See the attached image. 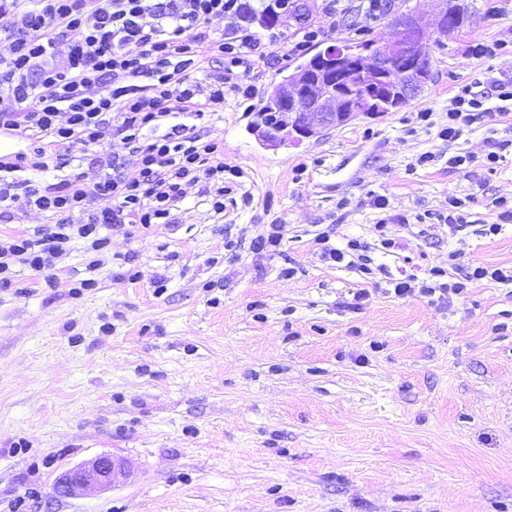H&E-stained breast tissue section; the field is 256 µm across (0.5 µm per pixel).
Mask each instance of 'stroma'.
I'll use <instances>...</instances> for the list:
<instances>
[{"mask_svg":"<svg viewBox=\"0 0 512 512\" xmlns=\"http://www.w3.org/2000/svg\"><path fill=\"white\" fill-rule=\"evenodd\" d=\"M477 5L470 31L431 45L434 80L410 106L276 149L255 134V110L301 59L292 27L266 31L255 97L201 122L241 172L223 213L191 187L176 223L112 235L96 288L69 290L85 276L77 248L58 287L25 270L20 291H0V512L20 498L27 512H512V284L469 280L448 304L385 291L453 251L461 276L512 266V221L479 232L497 220L490 199L512 196V115L454 143L438 134L455 86L512 78V0ZM438 7L388 0L370 35L390 39L409 11L434 22ZM492 40L509 47L473 54ZM495 143L491 173L479 159ZM461 150L473 163L449 167ZM452 190L474 198L458 239L440 219ZM389 216L410 224L407 253L376 245L371 228ZM273 224L281 245L255 262L250 244ZM322 231L335 247L367 243L381 273L323 261ZM131 266L134 282L122 277ZM364 287L369 301L352 309ZM103 454L129 476L54 493L63 471Z\"/></svg>","mask_w":512,"mask_h":512,"instance_id":"stroma-1","label":"stroma"}]
</instances>
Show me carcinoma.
<instances>
[{
    "mask_svg": "<svg viewBox=\"0 0 512 512\" xmlns=\"http://www.w3.org/2000/svg\"><path fill=\"white\" fill-rule=\"evenodd\" d=\"M448 10L445 24L450 30H469L477 22L475 0H446ZM431 69L429 58L422 56L414 47L407 48L402 55L383 60L368 75L349 76V87L340 94L356 105V112L375 116L385 112H399L411 104L404 94V86L415 81L422 70ZM261 123L274 128L291 125L286 110L267 98L257 109Z\"/></svg>",
    "mask_w": 512,
    "mask_h": 512,
    "instance_id": "carcinoma-1",
    "label": "carcinoma"
}]
</instances>
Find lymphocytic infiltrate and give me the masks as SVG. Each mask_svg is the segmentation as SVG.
Instances as JSON below:
<instances>
[{
	"label": "lymphocytic infiltrate",
	"mask_w": 512,
	"mask_h": 512,
	"mask_svg": "<svg viewBox=\"0 0 512 512\" xmlns=\"http://www.w3.org/2000/svg\"><path fill=\"white\" fill-rule=\"evenodd\" d=\"M251 0H0V134L28 143L0 160V223H13V205L48 213L51 223L0 238V288L17 287L22 270L51 273L75 242L87 256V278L73 292L97 287L94 274L109 261L113 232L138 224H168L188 187L205 183L215 213L224 211V190L239 177L224 152L204 139L195 122L223 111L226 95L252 98L246 80L269 55L252 28ZM224 31L210 37L212 21ZM228 60L224 72L213 62ZM492 95L458 85L448 100L440 131L458 141L465 127L489 114L512 112V79L490 78ZM124 135L127 156L104 147L112 128ZM86 151L87 169L42 181L50 162L75 149ZM106 208H96V201ZM329 236L314 242L324 260L375 270L365 245L349 239L333 248ZM465 290L453 269L435 267L426 278L394 281L397 296L449 300Z\"/></svg>",
	"instance_id": "f902f5d3"
}]
</instances>
